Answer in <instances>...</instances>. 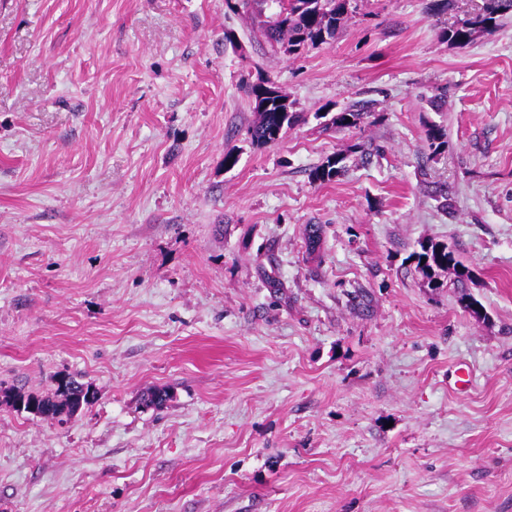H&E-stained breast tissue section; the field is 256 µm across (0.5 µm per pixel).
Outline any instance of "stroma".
Listing matches in <instances>:
<instances>
[{"label":"stroma","mask_w":512,"mask_h":512,"mask_svg":"<svg viewBox=\"0 0 512 512\" xmlns=\"http://www.w3.org/2000/svg\"><path fill=\"white\" fill-rule=\"evenodd\" d=\"M482 4L358 0L291 55L225 0H0V389L97 392L0 405V512H512V13L440 36ZM261 78L306 116L265 147ZM343 160L344 157L340 154L328 157L326 161L313 170L312 179L321 183L335 180L344 172L345 166L342 165ZM412 257L416 260V266L425 271L430 278L432 288H442L443 283L432 280V272L450 271L453 275V285L460 288L457 302L465 311L477 315V309L483 310L482 304L473 295L467 292V282L472 280L470 268L458 260L455 251L445 243L426 241L420 243V251L414 252ZM425 259L424 264L421 260ZM52 388L48 392H27L12 390L0 393V402L18 412L65 421L77 412L89 408L97 395L89 382H81L70 375H56L51 378Z\"/></svg>","instance_id":"35a3bbf8"}]
</instances>
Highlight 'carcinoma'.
Listing matches in <instances>:
<instances>
[{
  "label": "carcinoma",
  "mask_w": 512,
  "mask_h": 512,
  "mask_svg": "<svg viewBox=\"0 0 512 512\" xmlns=\"http://www.w3.org/2000/svg\"><path fill=\"white\" fill-rule=\"evenodd\" d=\"M355 0H236L234 9L251 12L259 18V30L268 43L284 48L295 55L310 46L322 44L333 38L343 20L351 12ZM512 11V0H484L482 8L469 17L441 32L450 45L465 46L478 33H494L501 17ZM253 111L257 120L248 128L251 142L264 146L278 142L286 131L305 122L304 113L293 109L288 97L274 82L262 80L248 86ZM363 112L353 107L335 113L328 127L337 131L358 126ZM427 141L432 153H438L447 144V132L439 125L427 129ZM344 157L336 154L318 165L312 179L330 182L344 172ZM416 266L432 276L436 271H449L454 275L453 284L459 288L457 302L472 314L483 309L482 304L467 292V282L472 280L470 268L458 260L455 251L445 243L426 241L420 251L412 254ZM52 388L35 393L12 390L0 393V402L18 412L57 419L61 422L77 412L92 406L97 395L89 382H81L70 375L51 378Z\"/></svg>",
  "instance_id": "carcinoma-1"
}]
</instances>
